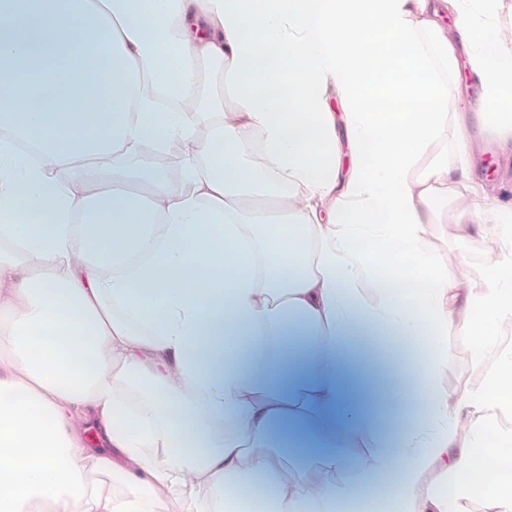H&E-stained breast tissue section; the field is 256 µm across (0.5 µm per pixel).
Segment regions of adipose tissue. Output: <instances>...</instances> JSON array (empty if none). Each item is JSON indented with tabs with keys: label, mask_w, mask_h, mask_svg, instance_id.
I'll use <instances>...</instances> for the list:
<instances>
[{
	"label": "adipose tissue",
	"mask_w": 512,
	"mask_h": 512,
	"mask_svg": "<svg viewBox=\"0 0 512 512\" xmlns=\"http://www.w3.org/2000/svg\"><path fill=\"white\" fill-rule=\"evenodd\" d=\"M474 2L454 36L463 0H0V512H241L258 477V512H340L384 476L394 512H512L488 464L512 456V204L467 136L512 142V46L502 0ZM144 142L181 146L178 179L126 165ZM433 224L491 237L492 274L430 250ZM375 333L415 388L365 356ZM452 333L475 373L453 395ZM292 343L320 365L268 391ZM341 361L369 368L375 426ZM276 423L369 453L292 478ZM469 76L471 74L468 69L465 73L464 55L461 54L460 72L456 69L448 73V81H451L455 84V87H458L454 106L460 112H476L483 99L481 87L477 83L470 81Z\"/></svg>",
	"instance_id": "adipose-tissue-1"
}]
</instances>
